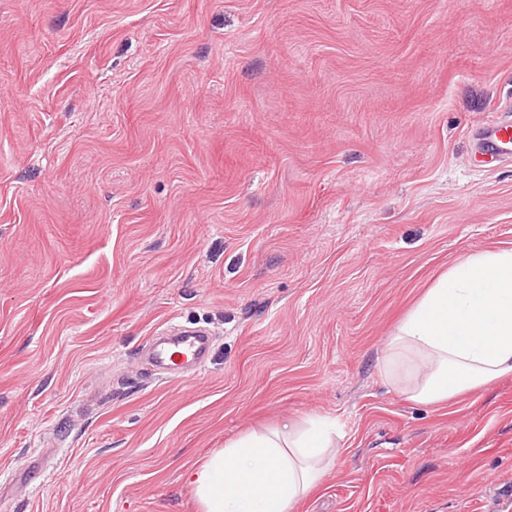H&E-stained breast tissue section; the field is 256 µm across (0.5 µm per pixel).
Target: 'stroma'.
<instances>
[{"instance_id":"obj_1","label":"stroma","mask_w":512,"mask_h":512,"mask_svg":"<svg viewBox=\"0 0 512 512\" xmlns=\"http://www.w3.org/2000/svg\"><path fill=\"white\" fill-rule=\"evenodd\" d=\"M512 0H0V512H199L187 473L311 415L293 512H512V376L381 371L466 254L512 249ZM211 333L169 376L152 336ZM479 148L495 161L512 158V121L494 120L481 127Z\"/></svg>"}]
</instances>
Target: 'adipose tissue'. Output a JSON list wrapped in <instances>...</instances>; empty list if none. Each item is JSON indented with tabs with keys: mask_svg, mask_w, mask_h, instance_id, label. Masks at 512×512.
<instances>
[{
	"mask_svg": "<svg viewBox=\"0 0 512 512\" xmlns=\"http://www.w3.org/2000/svg\"><path fill=\"white\" fill-rule=\"evenodd\" d=\"M382 369L422 406L512 375V249L442 273L395 325ZM340 438L317 416L236 438L190 474L201 512H289L321 484Z\"/></svg>",
	"mask_w": 512,
	"mask_h": 512,
	"instance_id": "adipose-tissue-1",
	"label": "adipose tissue"
}]
</instances>
